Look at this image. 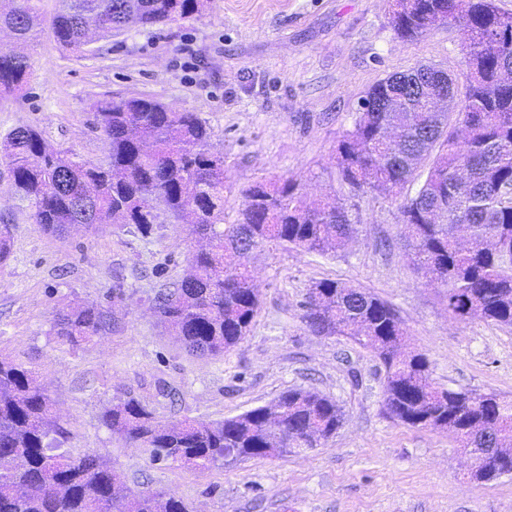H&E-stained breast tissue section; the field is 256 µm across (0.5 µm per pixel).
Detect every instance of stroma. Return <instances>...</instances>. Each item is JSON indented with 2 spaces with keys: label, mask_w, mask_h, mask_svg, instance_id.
<instances>
[{
  "label": "stroma",
  "mask_w": 512,
  "mask_h": 512,
  "mask_svg": "<svg viewBox=\"0 0 512 512\" xmlns=\"http://www.w3.org/2000/svg\"><path fill=\"white\" fill-rule=\"evenodd\" d=\"M39 8L44 22L29 48L27 83L0 96V137L35 127L76 160L103 165L109 142L95 103L150 97L209 127L212 151L224 156L225 223L236 222L242 189L289 177L307 200L336 199L357 228L333 253L255 254L261 304L250 333L224 354L196 356L155 310L198 247L188 225L162 212L146 237L132 225L48 235L0 158V225L13 235L0 265V355L35 372L68 447L108 460L132 490L174 493L191 512H512V476L464 479L468 458L452 433L390 417L373 353L342 336L314 335L302 319L314 282L360 286L396 310L409 351L426 356L438 385L512 398V327L451 316L443 288L405 255L396 205L348 193L337 179L336 144L379 80L428 63L465 93L458 23L441 21L406 40L387 0H204L193 18L132 24L72 52L49 26L58 0ZM77 303L113 311L114 331L80 346L57 336L56 313ZM160 378L169 396L156 395ZM290 388L331 397L344 420L325 443L283 457L204 471L158 463L102 422L119 397L153 398L164 423H215Z\"/></svg>",
  "instance_id": "obj_1"
}]
</instances>
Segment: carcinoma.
<instances>
[{"label": "carcinoma", "mask_w": 512, "mask_h": 512, "mask_svg": "<svg viewBox=\"0 0 512 512\" xmlns=\"http://www.w3.org/2000/svg\"><path fill=\"white\" fill-rule=\"evenodd\" d=\"M38 2L8 0L0 9V26L14 33L13 47L0 50V93L26 83L25 49L40 25ZM62 2L52 32L75 51L96 33L123 29L130 18L142 26L189 18L201 0ZM391 9L393 29L407 40L441 19L459 23L466 92L457 98L441 70L414 90L413 70L378 81L337 146L341 184L398 204L406 256L445 288L448 312L512 326V13L495 0H393ZM95 118L110 145L104 167L74 160L31 127L7 133L0 152L17 191L34 205V223L52 235L132 224L147 236L157 201L171 218L191 224L206 245L192 254L178 292L162 299L159 320L192 354L220 355L250 331L260 305L250 270L255 252L290 246L334 252L356 233L345 207L306 203L291 179L243 189L240 218L224 223V156L210 152V132L193 112L130 97L97 103ZM302 307L312 333L350 338L379 357L389 414L454 434L481 461L467 472L470 478L493 480L512 467V400L436 386L427 359L404 350L405 329L386 301L324 279L308 289ZM114 325L113 314L96 307H69L55 320L57 334L73 344ZM343 419L335 401L302 389L210 424L188 418L163 424L148 402L132 396L102 414L124 440L154 449L153 461L198 469L315 448ZM281 434L302 442L285 448ZM66 442L34 372L0 357V461L23 456L11 474L0 475V512H189L164 490H123L108 461L76 455Z\"/></svg>", "instance_id": "obj_1"}]
</instances>
